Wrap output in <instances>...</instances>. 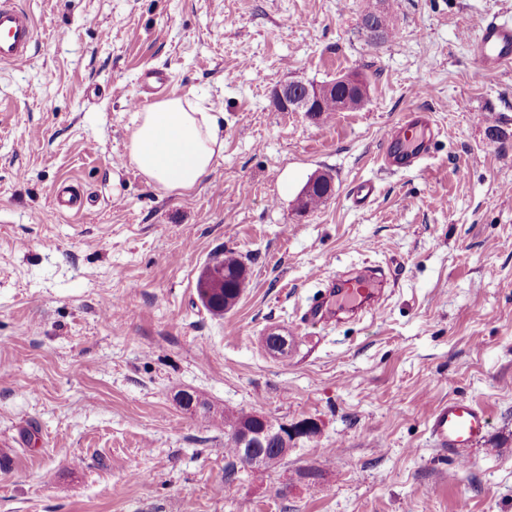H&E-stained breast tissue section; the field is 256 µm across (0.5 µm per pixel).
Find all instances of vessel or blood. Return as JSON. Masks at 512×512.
I'll return each instance as SVG.
<instances>
[{
    "label": "vessel or blood",
    "mask_w": 512,
    "mask_h": 512,
    "mask_svg": "<svg viewBox=\"0 0 512 512\" xmlns=\"http://www.w3.org/2000/svg\"><path fill=\"white\" fill-rule=\"evenodd\" d=\"M36 42L32 16L15 0H0V66H21ZM474 66L487 74L512 66V23L491 19L469 43ZM439 131L431 113L408 112L385 133V149L380 162L391 172L417 168L430 156ZM379 272L363 269L354 277L337 278L327 294L315 300L304 313L305 321L321 324L343 312L367 313L376 310ZM488 427L486 411L475 402L455 398L436 404L427 429L440 449L465 448L478 441Z\"/></svg>",
    "instance_id": "vessel-or-blood-1"
}]
</instances>
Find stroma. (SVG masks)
Masks as SVG:
<instances>
[{
	"label": "stroma",
	"instance_id": "stroma-1",
	"mask_svg": "<svg viewBox=\"0 0 512 512\" xmlns=\"http://www.w3.org/2000/svg\"><path fill=\"white\" fill-rule=\"evenodd\" d=\"M21 2L39 38L0 67V512H512V68L468 54L512 0H386L396 33L375 44L372 0ZM348 73L356 110L271 106ZM187 93L223 113L224 151L165 193L129 162L132 102ZM413 109L442 129L432 157L384 170ZM317 173L334 193L300 210ZM64 181L83 197L67 214ZM228 250L248 277L215 315L196 283ZM365 266L390 272L381 313L301 323ZM186 393L317 432L230 476ZM455 397L490 427L444 456L426 423Z\"/></svg>",
	"mask_w": 512,
	"mask_h": 512
}]
</instances>
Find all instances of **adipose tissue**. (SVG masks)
<instances>
[{
    "mask_svg": "<svg viewBox=\"0 0 512 512\" xmlns=\"http://www.w3.org/2000/svg\"><path fill=\"white\" fill-rule=\"evenodd\" d=\"M223 150L219 117L186 95L139 112L128 142L131 164L149 185L165 192L194 189Z\"/></svg>",
    "mask_w": 512,
    "mask_h": 512,
    "instance_id": "ef3b65f1",
    "label": "adipose tissue"
}]
</instances>
